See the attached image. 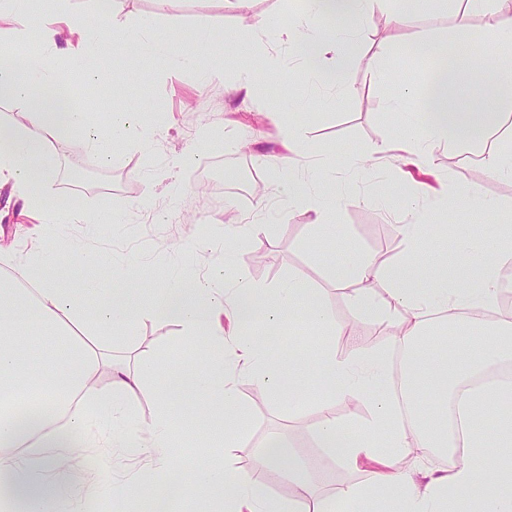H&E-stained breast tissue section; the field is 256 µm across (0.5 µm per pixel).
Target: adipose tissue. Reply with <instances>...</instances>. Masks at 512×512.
<instances>
[{
  "instance_id": "1",
  "label": "adipose tissue",
  "mask_w": 512,
  "mask_h": 512,
  "mask_svg": "<svg viewBox=\"0 0 512 512\" xmlns=\"http://www.w3.org/2000/svg\"><path fill=\"white\" fill-rule=\"evenodd\" d=\"M385 0H310L305 29L284 35L302 61L311 82L338 84L354 56L351 35L359 20L381 9ZM335 19L323 30L321 20ZM57 18L46 21L44 53L15 57L0 53V95L19 105L18 118L0 122V182L10 183L29 204L53 173L63 150L66 128H85L88 146L103 159L112 145L124 141L147 150L150 134L131 123L113 124L101 134L99 123L84 112L55 111L51 96L57 86L49 53L57 49ZM494 46V93L512 96V14L495 15L483 32L460 30L455 49L430 43L424 48L434 65L421 89L388 97L385 111L418 109L396 137L383 139L368 155L354 158L359 170L377 159L402 152L422 167L434 164V149H464L463 130L479 128L491 146L482 157L489 175L512 176V147L500 129L512 115L462 107L460 91L474 67L483 62L481 48ZM290 154L273 171L290 207L310 215L320 233L335 230L331 214L350 202L334 188L336 171L319 163L318 178L297 173L293 155L305 151L296 135H288ZM453 199H440L427 211L407 205L399 225L403 250L389 263L357 249L343 251L333 273L337 287L349 289L359 317L395 320L401 332L391 349H353L350 357L323 347L318 357L298 355L268 337L291 326L299 298L307 294L303 276L266 293L254 284L224 276L199 277L185 269L172 288L154 290L135 285L126 270L112 275L113 286L101 291L95 282L65 287L56 270L61 256L93 266L98 259L88 246L62 239L58 249L27 253L16 260L0 246V262L20 273L0 282V512H64L62 489L47 477L64 465L68 449L95 442L109 448H138L155 457L149 481L154 493L140 495L130 485L113 486L122 512H189L191 491L205 493L211 512H331V500L315 494L313 468L298 457L287 440L262 448L259 463L282 470L295 488L293 499L270 496L230 462L205 457L186 468L169 464L174 432L167 409L156 414L148 433H141L129 410L131 397L145 382L159 379L156 361L141 357L135 369L112 362V343L127 338L143 318L178 322L187 342L209 349L210 357L187 375L172 381L204 406L222 410L223 421L201 445L239 447L248 410L224 373L250 374L265 389L300 401L311 382L324 393L316 432L319 447L337 462L369 467L366 485L338 489L336 498L359 508L370 499L398 501L399 512H512V382L467 384V377L512 361V312L501 310L500 278L512 264V249H486L481 241H457L455 260L438 255L422 260L428 237L456 239L455 227L443 223L449 203L496 215L499 205L469 190L454 189ZM384 285L377 293L376 285ZM236 336L233 357L224 355L222 319ZM457 339L455 351L438 343L439 333ZM112 368V385L92 383L104 366ZM372 396L369 417L358 423L338 421L333 409L345 396ZM458 426L449 429L448 416ZM498 422L488 431L487 418ZM462 452L461 463L440 472H422L419 461L429 454Z\"/></svg>"
}]
</instances>
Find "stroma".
I'll return each instance as SVG.
<instances>
[{
	"label": "stroma",
	"mask_w": 512,
	"mask_h": 512,
	"mask_svg": "<svg viewBox=\"0 0 512 512\" xmlns=\"http://www.w3.org/2000/svg\"><path fill=\"white\" fill-rule=\"evenodd\" d=\"M61 6L74 23V39L91 46L111 35V47L102 59L106 70L118 73L126 66L123 31L145 17L154 21L152 40H183L193 54L192 65L183 68L163 58L142 57L139 80L118 81L114 93L104 95L93 82L77 75L62 53H55V70L64 78L77 109L108 123L113 112L141 105L137 122L156 141L148 153L116 145L111 159L105 160L86 147L84 129L64 131L67 149L39 195L47 208L80 209L91 216L88 224L38 225L36 218L25 216L26 202L12 186L0 185V234L17 253H28L38 244L55 247L64 237L83 239L97 253L95 266L62 263L69 287H80L93 278L100 288H112L103 268L121 269L132 261L138 262L146 288L166 287L185 267L203 278L223 272L267 289L301 273L316 295L302 297L298 312H305L316 298L337 323L346 325V335L335 339L337 354L345 358L355 345L369 350L391 347L397 331L392 323L356 318L347 290L336 288L330 274L332 255L340 254L349 240L383 260L400 252L398 222L386 218L382 195H389L398 206L405 200L403 187L422 183L436 192L442 184H460L476 188L512 211V178L487 175L475 143L459 153L438 147L430 173L403 163L370 173L347 168L351 159L397 134L399 120L385 112L386 97L402 86L420 84L432 66L422 53L412 52V45L426 40L451 47L460 29L480 33L494 8L492 0L476 11L464 7L461 0H435L432 9L412 14L401 26L391 23L384 13L363 20L352 47L356 62L341 76L337 92L298 76L283 84L276 76L277 65L293 59L281 32L297 24L302 0H249L242 15L226 9L224 0H123L112 26L103 22L94 0H62ZM260 18L267 20V28L252 27V20ZM218 57L223 60V76L216 79L210 71ZM249 59L265 64L257 82L260 104L256 107L233 85L236 70ZM272 112L284 113L286 123L312 150L311 156L299 157V171L311 170L318 157L335 160L337 185L353 198L335 217V238L322 244L313 241L308 215L286 208L279 187L271 180L270 160L284 152L280 126L268 118ZM245 130L253 135L248 152L235 145ZM259 154L267 156V163L256 162ZM251 170L267 187L265 201L234 199L225 204L223 219H214L211 195L197 191L201 172L231 187L240 185L243 174ZM147 191L152 194L150 207L135 208V201ZM450 213L459 233L482 238L490 248L503 246L498 216L460 206ZM254 217L262 225L256 235L225 242V225ZM201 238L206 239L207 248L195 249ZM182 336L178 323L145 318L129 340L114 344L113 353L119 361L161 353V375L166 378L175 371H192L207 358L206 349L184 345ZM233 385L248 409L249 422L240 447L228 449L227 454L235 468L257 478L272 496L288 499L287 479L261 469L257 450L271 433L286 432L299 455L312 461L324 456L315 440L322 418L321 389L311 386L300 410L292 411L249 375H235ZM167 406L182 434L170 458L192 463L189 447L209 431L211 412L184 397L168 401ZM154 465V458L145 452L116 451L107 457L97 448H78L69 455L65 478L96 512H115L113 481L133 480Z\"/></svg>",
	"instance_id": "35a3bbf8"
}]
</instances>
